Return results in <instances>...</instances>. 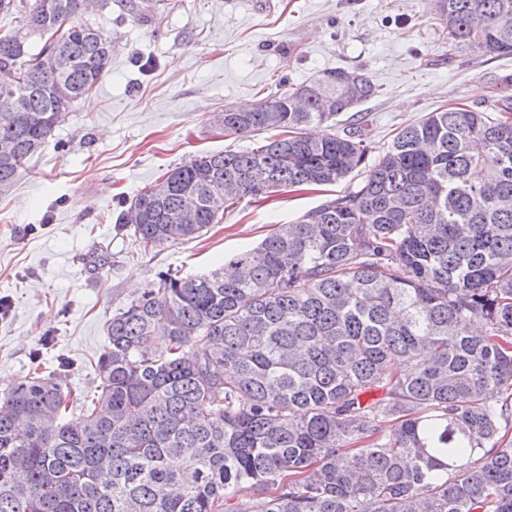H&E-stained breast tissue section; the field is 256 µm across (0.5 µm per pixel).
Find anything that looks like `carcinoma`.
<instances>
[{"label": "carcinoma", "instance_id": "carcinoma-1", "mask_svg": "<svg viewBox=\"0 0 512 512\" xmlns=\"http://www.w3.org/2000/svg\"><path fill=\"white\" fill-rule=\"evenodd\" d=\"M433 5L451 49L512 56V0ZM83 6L0 0L22 18L0 34L17 101L0 112V195L109 66ZM374 94L338 68L226 108L225 135H275L142 190L119 223L153 249L241 198L365 166L220 268L162 273L112 314L79 415L60 371L0 391V512H249L253 496L266 512H512V100L430 112L370 165L357 123L304 133Z\"/></svg>", "mask_w": 512, "mask_h": 512}]
</instances>
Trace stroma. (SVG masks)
Returning a JSON list of instances; mask_svg holds the SVG:
<instances>
[{
	"instance_id": "stroma-1",
	"label": "stroma",
	"mask_w": 512,
	"mask_h": 512,
	"mask_svg": "<svg viewBox=\"0 0 512 512\" xmlns=\"http://www.w3.org/2000/svg\"><path fill=\"white\" fill-rule=\"evenodd\" d=\"M82 19L111 37L109 71L0 196V389L63 363L74 390L94 392L107 321L158 272L205 273L361 182L357 169L320 190L245 197L197 238L140 249L116 217L144 187L268 140L225 135L224 109L363 71L376 87L358 108L374 161L399 126L512 95V58L449 50L432 0H157L145 21L110 0Z\"/></svg>"
}]
</instances>
